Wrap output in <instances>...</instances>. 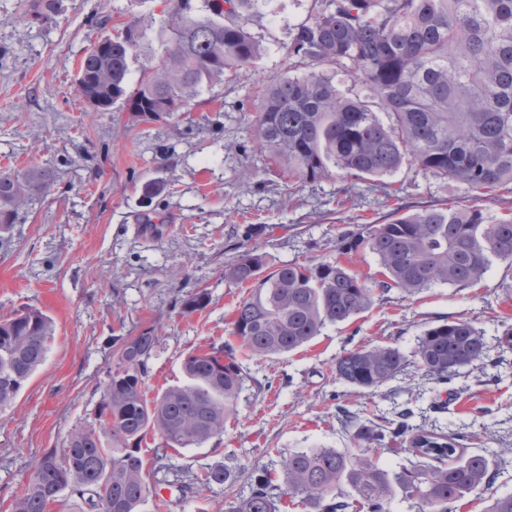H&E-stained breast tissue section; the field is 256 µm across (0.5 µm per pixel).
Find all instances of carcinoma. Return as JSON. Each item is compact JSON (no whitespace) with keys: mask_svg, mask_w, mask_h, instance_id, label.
<instances>
[{"mask_svg":"<svg viewBox=\"0 0 512 512\" xmlns=\"http://www.w3.org/2000/svg\"><path fill=\"white\" fill-rule=\"evenodd\" d=\"M195 13L177 0L160 33L163 56L143 68L138 88L126 90L130 62L143 38L129 22L94 44L78 69L80 95L95 109L122 101L147 119L190 111L202 89L232 81L256 59L260 43L245 16L259 0H222L224 9ZM289 56L326 62L352 73L366 99L340 91L319 74L287 76L264 86L256 109L259 139L269 159L288 177L318 180L338 170L357 182L383 177L412 163L427 175L452 179L477 197L512 185V0H325L300 25ZM38 168L0 174V225L15 223L17 200L44 188ZM387 224L340 234L339 256L268 270L252 248L224 267V280L253 284L235 308L233 342L210 343L181 362L183 381L146 398L149 362L158 337L144 329L121 337L94 420L69 431L62 452L44 454L15 498L13 512H49L68 496L88 512H141L157 500L165 480L167 449L201 446L224 434L236 414L247 374L240 357L262 359L304 347L328 325L367 311L376 291L397 288L416 295L436 283L465 288L478 283L491 258L512 261V214L487 222L474 207L448 206L413 213L395 210ZM366 248L378 263L372 274L352 269L345 257ZM201 289L180 303V313L205 308ZM52 320L36 307L0 316V410L12 405L46 360ZM491 345L470 322L426 329L412 359L392 345H365L336 360V378L374 391L408 363L437 384L484 359ZM408 413L381 426L354 417L356 450L308 448L283 457L277 477L258 474L250 493L225 512H281L298 501L307 512H390L402 496L416 512H449L492 480L489 454L456 447L440 431L409 434ZM162 453L149 464L140 456L147 436ZM408 444L410 466L379 463L385 443ZM222 467L188 476L182 491L222 485ZM280 493L273 496L275 479ZM347 485L352 494L343 493Z\"/></svg>","mask_w":512,"mask_h":512,"instance_id":"obj_1","label":"carcinoma"}]
</instances>
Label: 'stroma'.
I'll return each mask as SVG.
<instances>
[{
  "label": "stroma",
  "instance_id": "obj_1",
  "mask_svg": "<svg viewBox=\"0 0 512 512\" xmlns=\"http://www.w3.org/2000/svg\"><path fill=\"white\" fill-rule=\"evenodd\" d=\"M319 3L266 0L246 21L262 54L233 81L202 90L190 112L145 121L119 102L93 109L79 94L78 66L102 33L139 21L145 38L127 81L135 89L143 67L163 53L157 33L174 0H55L40 19L33 0H0V173L39 166L54 176L0 230V314L33 305L55 328L44 364L0 410V512H12L45 452L62 449L72 428L93 419L118 356L115 337L144 328L158 336L150 398L181 383L188 353L229 340L230 315L251 288L226 282L224 267L244 250L257 248L273 267L309 263L336 258L341 231L387 223L397 208L475 206L490 222L512 212L511 193L480 199L408 163L354 185L337 172L291 179L271 164L255 127L268 81L317 73L348 95L366 93L332 65L290 63L292 36ZM200 289L207 306L180 314V301ZM454 320L491 341L512 328V263L493 260L469 288L437 284L414 296L391 289L301 350L243 360L249 379L223 436L168 451L173 472L223 466L233 479L188 500L172 492L167 512H224L249 494L259 470H277L282 455L351 448L345 409L379 423L409 408L413 427L489 450V487L453 512H483L488 497L512 494V351H491L443 385L411 365L373 392L336 378L345 351L383 343L408 352L425 329Z\"/></svg>",
  "mask_w": 512,
  "mask_h": 512
}]
</instances>
